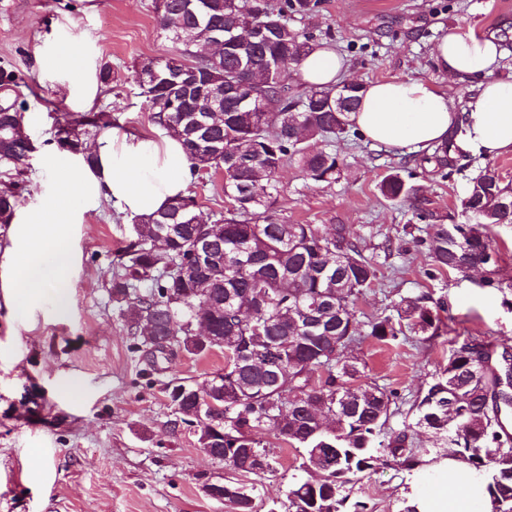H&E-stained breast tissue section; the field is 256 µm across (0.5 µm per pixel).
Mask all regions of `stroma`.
<instances>
[{
	"label": "stroma",
	"mask_w": 512,
	"mask_h": 512,
	"mask_svg": "<svg viewBox=\"0 0 512 512\" xmlns=\"http://www.w3.org/2000/svg\"><path fill=\"white\" fill-rule=\"evenodd\" d=\"M294 28L326 42L344 58L353 82L411 78L440 85L457 110H465L471 82L438 71L432 50L455 28L501 37L508 53L498 75L512 80V0H320L316 11L289 16ZM61 42L74 43L98 93L94 111L113 126L161 137L137 83L141 65L173 50L157 22L154 0H0V67L22 75L19 103L37 147L22 176L20 211L46 196L47 157L57 152L56 119L79 111V78L51 70L48 57ZM110 69L112 79L102 82ZM344 160L332 184L306 180L296 164L276 175L278 202L269 212L279 224L346 225L372 259L377 278L357 311L390 310L402 296L426 293L448 307L438 336L385 344L366 339L353 353L366 363L369 381L394 390L395 413L387 430L410 418L418 391L448 363L469 336L512 349V306L503 292L484 287L480 273L434 268L427 227L461 224L462 201L472 179L491 172L512 187V152L470 155L461 169H439L420 154L372 145L360 136L326 141ZM408 177L411 200L390 201L384 176ZM190 190L205 221L223 219L221 175L198 173ZM132 220L103 202L86 210L73 240L67 305L53 291L18 312L8 276L11 232L0 231V512H228L205 491L223 480L222 462L204 456L188 430L172 432L166 385L202 386L224 369L220 351L183 353L152 362L136 350L112 302L116 253L129 242ZM275 458L274 473L254 479L258 512L283 500L303 478L302 453L272 435H256ZM425 491L419 470L379 460L352 484L350 499L366 512H403Z\"/></svg>",
	"instance_id": "stroma-1"
}]
</instances>
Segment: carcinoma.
I'll return each mask as SVG.
<instances>
[{
	"label": "carcinoma",
	"mask_w": 512,
	"mask_h": 512,
	"mask_svg": "<svg viewBox=\"0 0 512 512\" xmlns=\"http://www.w3.org/2000/svg\"><path fill=\"white\" fill-rule=\"evenodd\" d=\"M205 13L187 8L188 0L154 3L161 30L174 45L171 55L149 60L140 72L148 79L145 103L154 125L181 141L198 170L221 174L229 208L223 226L200 219L192 193L180 195L161 211L135 220L136 242L118 254L112 301L118 306L135 348L148 349L142 326L163 340L193 335L197 322L224 337V403L215 425L224 436L211 455L228 471L261 478L275 461L256 440L267 431L280 443L303 451L302 468L313 476L288 485L285 501L269 512H364L356 502L347 510L346 486L373 469L376 438L394 414L396 393L364 381L365 366L349 353L366 338L388 343L409 334L435 336L444 305L424 293L403 296L384 312L360 322L356 306L377 278L346 227L325 233L317 224H274L267 213L277 202L276 173L295 162L307 179L331 182L344 166L338 154L319 143L352 127L363 86L341 90L294 87L288 68L297 67L313 47L309 36L288 24V14L312 12L311 0H216ZM252 25L272 31L273 39L252 46L231 34ZM233 82L242 95L260 100L265 111L238 108L230 99L213 105L199 87ZM13 71L0 68V164L16 175L26 165L31 141ZM207 114L212 136L224 143L220 159L207 156L192 131L197 114ZM105 124L97 112L61 115L57 146L82 157H96L84 146L88 127ZM456 135L435 149L441 167H454L464 152ZM382 195L398 199L411 188L397 174L380 183ZM19 182L0 184V224L12 223ZM470 222L432 224V254L438 270L465 273L481 268L485 286L512 288L500 278V253L488 229L512 224V189L483 174L467 192ZM208 236L214 250L199 260L195 240ZM144 288H139V285ZM492 346L466 338L452 350L448 365L420 390L411 407L415 423L391 432L383 451L393 464L412 470L418 452L407 446L413 426L433 430L448 442L450 454L466 461L484 481L490 512H512V434L503 421L512 410V369H494L483 355ZM274 358L279 371L257 370L254 362ZM229 512H255L252 489L237 478L224 480Z\"/></svg>",
	"instance_id": "obj_1"
}]
</instances>
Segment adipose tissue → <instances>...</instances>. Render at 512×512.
<instances>
[{
    "label": "adipose tissue",
    "mask_w": 512,
    "mask_h": 512,
    "mask_svg": "<svg viewBox=\"0 0 512 512\" xmlns=\"http://www.w3.org/2000/svg\"><path fill=\"white\" fill-rule=\"evenodd\" d=\"M503 55L494 36L450 31L433 58L448 77L474 81L464 111L456 110L443 89L406 78L367 86L350 119L364 139L388 149L428 150L460 127L462 149L488 157L512 152V80L494 75ZM346 71L343 57L322 43L302 61L297 76L305 85L329 87ZM92 149L98 159L93 168L64 153L51 156V193L16 227L9 256L13 283L21 290L18 309H27L48 288L56 289L58 305H65L70 231L82 211L105 199L123 214L148 216L186 194L196 178L181 141L171 135L155 138L111 127ZM421 512H490V507L479 478L465 461L451 457L442 484L427 489Z\"/></svg>",
    "instance_id": "obj_1"
}]
</instances>
